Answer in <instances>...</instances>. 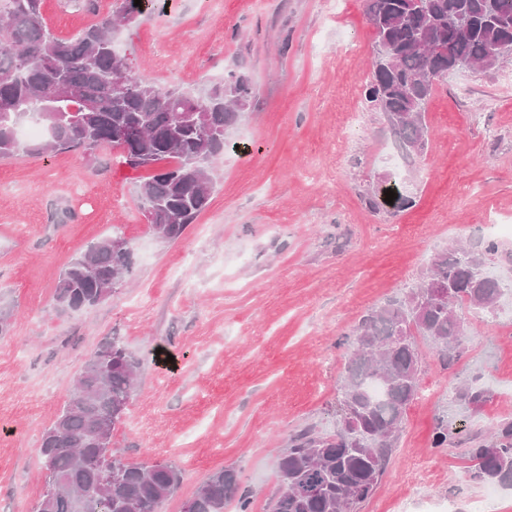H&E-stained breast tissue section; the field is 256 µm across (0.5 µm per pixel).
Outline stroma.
<instances>
[{"mask_svg": "<svg viewBox=\"0 0 512 512\" xmlns=\"http://www.w3.org/2000/svg\"><path fill=\"white\" fill-rule=\"evenodd\" d=\"M42 0L69 37L121 0ZM120 30L116 49L158 85L200 89L225 71L254 96L236 148L215 164L206 210L174 242L157 240L137 199L146 168L118 151L0 159V512H33L44 487L41 438L97 343L123 337L141 363L114 454L170 462L181 482L160 512H182L212 472L234 469L252 512H270L276 461L305 430L332 434L347 336L370 308L401 297L434 254L493 240L489 271L512 281V59L462 70L428 106V150L413 166L363 100L373 33L363 0H162ZM396 178L413 198L396 211L370 197ZM122 237L130 283L96 306L57 307L61 269L90 243ZM463 312L467 339L442 370L427 343L421 389L376 491L356 512H440L484 492L467 450L512 420V315ZM476 378L489 400L452 403ZM455 426L434 447L440 418Z\"/></svg>", "mask_w": 512, "mask_h": 512, "instance_id": "35a3bbf8", "label": "stroma"}]
</instances>
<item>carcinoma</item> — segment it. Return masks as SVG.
Instances as JSON below:
<instances>
[{"label":"carcinoma","mask_w":512,"mask_h":512,"mask_svg":"<svg viewBox=\"0 0 512 512\" xmlns=\"http://www.w3.org/2000/svg\"><path fill=\"white\" fill-rule=\"evenodd\" d=\"M42 0H0V159L19 155L94 153L118 148L131 167H157L141 182V210L166 241L178 240L207 208L215 189L211 164L230 145L224 129L241 120L253 87L236 70L197 92L167 89L114 52V33L158 0H122L115 12L70 38L55 35ZM373 29L371 77L365 100L383 114L411 164L427 150L432 82L451 71L495 70L489 55L512 47V0H364ZM34 120L45 136L25 143L17 128ZM132 248L106 238L71 260L60 273L55 301L95 305L113 278L133 274ZM503 283L490 276L482 255L468 248L437 252L429 273L405 297L370 309L352 331L345 373L336 385L345 427L334 436L304 432L277 461L279 489L271 512H354L387 471L406 409L418 393L426 339L448 369L466 336L456 309L486 312L500 301ZM140 361L123 339L100 343L82 367L68 400L42 436L44 488L56 494L48 512H158L178 487L170 462H128L112 452V432L126 414ZM454 399L481 409L487 390L474 381ZM470 478L512 487V421L469 449ZM236 502L251 512L238 474L208 476L183 512H224Z\"/></svg>","instance_id":"cac0c4a2"}]
</instances>
